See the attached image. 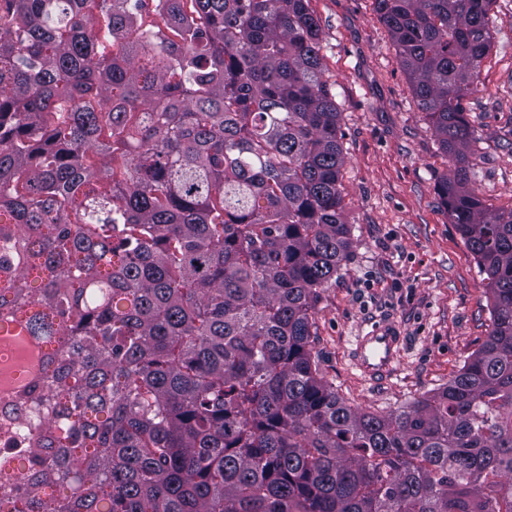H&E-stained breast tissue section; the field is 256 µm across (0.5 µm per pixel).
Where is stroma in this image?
<instances>
[{"mask_svg": "<svg viewBox=\"0 0 512 512\" xmlns=\"http://www.w3.org/2000/svg\"><path fill=\"white\" fill-rule=\"evenodd\" d=\"M324 78L341 112L342 184L354 257L320 292L314 352L346 404L390 412L447 384L493 328L487 282L437 186L448 171L373 0H310ZM493 47L466 101L470 177L485 204L512 209V0H494ZM395 323L394 376L364 380L349 351L360 330Z\"/></svg>", "mask_w": 512, "mask_h": 512, "instance_id": "1", "label": "stroma"}]
</instances>
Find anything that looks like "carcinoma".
Segmentation results:
<instances>
[{
  "label": "carcinoma",
  "instance_id": "obj_1",
  "mask_svg": "<svg viewBox=\"0 0 512 512\" xmlns=\"http://www.w3.org/2000/svg\"><path fill=\"white\" fill-rule=\"evenodd\" d=\"M309 2L0 0V331L51 349L6 393L0 512H512V210L464 106L495 0H374L493 315L390 413L313 350L354 240Z\"/></svg>",
  "mask_w": 512,
  "mask_h": 512
}]
</instances>
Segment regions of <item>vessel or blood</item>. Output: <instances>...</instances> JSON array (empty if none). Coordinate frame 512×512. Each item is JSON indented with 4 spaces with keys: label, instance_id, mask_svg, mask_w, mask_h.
<instances>
[{
    "label": "vessel or blood",
    "instance_id": "b4317fda",
    "mask_svg": "<svg viewBox=\"0 0 512 512\" xmlns=\"http://www.w3.org/2000/svg\"><path fill=\"white\" fill-rule=\"evenodd\" d=\"M403 341L397 325L390 322L378 323L356 336L352 349V365L365 379L388 380L403 352Z\"/></svg>",
    "mask_w": 512,
    "mask_h": 512
}]
</instances>
